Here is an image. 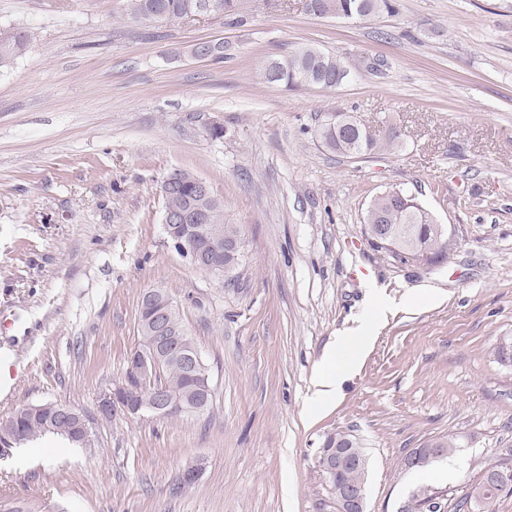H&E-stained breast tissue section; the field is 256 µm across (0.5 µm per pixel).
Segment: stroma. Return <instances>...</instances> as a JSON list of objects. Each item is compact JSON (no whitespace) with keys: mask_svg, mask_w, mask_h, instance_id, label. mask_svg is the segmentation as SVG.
Listing matches in <instances>:
<instances>
[{"mask_svg":"<svg viewBox=\"0 0 512 512\" xmlns=\"http://www.w3.org/2000/svg\"><path fill=\"white\" fill-rule=\"evenodd\" d=\"M372 17L318 18L302 0H248L242 21L133 23L126 0H0L31 37L0 70V418L60 401L95 444L56 436L0 460V512H333L327 436L360 440L367 512L421 485L447 512L512 454V0H391ZM221 39L224 60L184 55ZM308 45L357 66L336 89L265 82ZM336 112L395 127V153L348 158L318 131ZM221 137H212V127ZM192 171L239 225L224 287L166 239L159 192ZM415 196L455 246L416 266L372 249L365 211ZM427 293L415 297L417 287ZM162 288L210 370L213 405L178 419L105 418L101 394L139 343L137 302ZM373 320L341 396L308 406L337 336ZM459 449L424 470L415 448ZM194 483L174 492L188 467ZM61 416L72 422V430L86 443H92V428L84 413L73 406L62 404ZM456 440L457 439L454 436L448 435L437 438L432 440L433 442L428 443L434 444V448H416L405 460L406 467L411 469H420L422 466L439 456L438 448H440L441 456H450L456 451V448H458Z\"/></svg>","mask_w":512,"mask_h":512,"instance_id":"stroma-1","label":"stroma"}]
</instances>
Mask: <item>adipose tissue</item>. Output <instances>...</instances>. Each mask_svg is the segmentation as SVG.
<instances>
[{
    "mask_svg": "<svg viewBox=\"0 0 512 512\" xmlns=\"http://www.w3.org/2000/svg\"><path fill=\"white\" fill-rule=\"evenodd\" d=\"M373 328L372 321L360 323L343 336L337 337L335 345L324 353L314 375L311 408H320L335 398L344 375L360 362L369 346Z\"/></svg>",
    "mask_w": 512,
    "mask_h": 512,
    "instance_id": "1",
    "label": "adipose tissue"
}]
</instances>
